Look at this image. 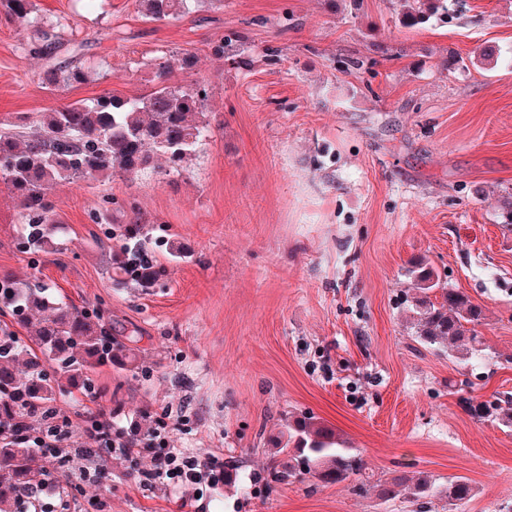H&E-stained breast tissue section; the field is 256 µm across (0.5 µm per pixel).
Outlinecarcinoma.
Masks as SVG:
<instances>
[{
    "mask_svg": "<svg viewBox=\"0 0 512 512\" xmlns=\"http://www.w3.org/2000/svg\"><path fill=\"white\" fill-rule=\"evenodd\" d=\"M149 21L176 20L190 12L195 0H136ZM396 20L404 27H422L444 19L453 0H402ZM0 18L20 26L21 50L46 62L43 83L55 91L87 81L88 67L80 58L83 43L70 40V53H61L64 27L35 13L33 0H0ZM224 62L238 67L245 52L242 38L228 35L216 47ZM188 57L164 53L154 62L156 84L145 95L120 98L101 95L68 103L36 117L20 116L0 123V186L21 206L27 243L48 250L60 233L53 223V188L64 181H95L103 175L125 178L148 170L162 159L167 170L181 175L210 134L207 118L209 88L198 83L169 82L176 69H189ZM123 241L114 252L111 276L150 288L158 280L148 252L145 224H121L107 232ZM415 296L411 330L424 347L448 345V356L480 363L486 348L477 327L486 320L485 308L465 293L441 283L435 271L415 263L407 268ZM436 291L438 297L429 293ZM0 308L11 311L18 323L32 324L43 313L33 334L17 336L0 329V422L11 426L0 434V512H29L27 495L50 488L63 496L71 457L67 453L45 458L39 472L33 458L42 452L35 443L54 424L57 400L65 393L87 395L95 389L93 372L100 367L127 369L132 350L112 339L104 314L97 309L69 307L55 300L45 287L32 286L11 275L0 277ZM478 420L497 421L512 428V396L492 404H469ZM272 441L286 461L270 474L275 483L308 479L315 484H340L355 479L360 492L374 491L387 502L404 497L421 508L438 499L454 512L475 496L462 476L444 483L422 472L397 471L374 479L359 449L352 448L334 429L312 415L283 420Z\"/></svg>",
    "mask_w": 512,
    "mask_h": 512,
    "instance_id": "carcinoma-1",
    "label": "carcinoma"
}]
</instances>
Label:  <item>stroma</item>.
<instances>
[{
    "instance_id": "obj_1",
    "label": "stroma",
    "mask_w": 512,
    "mask_h": 512,
    "mask_svg": "<svg viewBox=\"0 0 512 512\" xmlns=\"http://www.w3.org/2000/svg\"><path fill=\"white\" fill-rule=\"evenodd\" d=\"M73 24L98 67L49 92L0 20V120L153 87L161 53L190 56L171 82H200L212 137L182 176L155 162L140 179L62 183L65 231L49 252L20 237L19 203L0 192V275L104 310L135 338L134 371L99 368L98 402L129 427L141 410L169 424L172 447L237 465L240 484L140 486L130 461L74 459L69 512H413L351 483L268 488L281 459L268 437L310 414L360 449L370 472L400 467L467 477L460 512H512V429L466 402L512 396V0H461L446 22L399 25L391 0H224L179 19L144 20L135 0H34ZM242 35L247 63L214 52ZM492 49L496 60L483 59ZM142 216L158 282L111 279L94 216L104 196ZM186 258L174 260L170 245ZM486 310L484 364L423 348L404 300L411 262Z\"/></svg>"
}]
</instances>
